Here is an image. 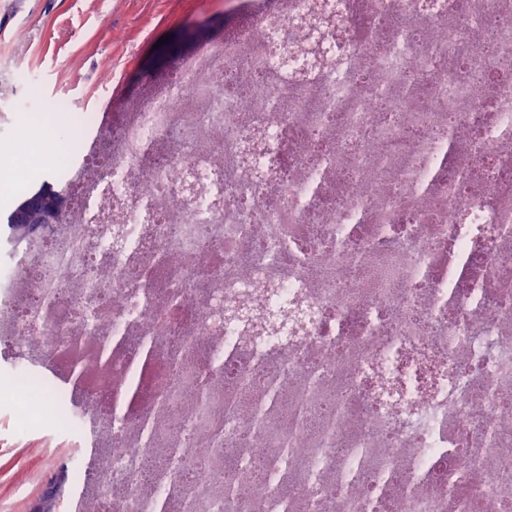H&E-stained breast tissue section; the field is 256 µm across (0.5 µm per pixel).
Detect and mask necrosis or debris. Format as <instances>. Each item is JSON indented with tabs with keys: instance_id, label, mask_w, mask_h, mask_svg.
<instances>
[{
	"instance_id": "necrosis-or-debris-1",
	"label": "necrosis or debris",
	"mask_w": 512,
	"mask_h": 512,
	"mask_svg": "<svg viewBox=\"0 0 512 512\" xmlns=\"http://www.w3.org/2000/svg\"><path fill=\"white\" fill-rule=\"evenodd\" d=\"M239 3L0 238L69 512H512V0Z\"/></svg>"
}]
</instances>
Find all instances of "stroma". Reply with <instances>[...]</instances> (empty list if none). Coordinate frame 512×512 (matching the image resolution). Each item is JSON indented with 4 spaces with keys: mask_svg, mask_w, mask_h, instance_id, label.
<instances>
[{
    "mask_svg": "<svg viewBox=\"0 0 512 512\" xmlns=\"http://www.w3.org/2000/svg\"><path fill=\"white\" fill-rule=\"evenodd\" d=\"M232 9L230 0H0V158L14 155L12 133L25 123L17 104L25 98L73 133L70 155L79 159L95 138L77 132L81 112H96L110 126L147 81L220 38ZM64 179L56 164L31 160L0 191V216L43 181ZM70 416L49 403L37 411L0 407V512H30L69 462ZM47 418L58 421L56 432H46Z\"/></svg>",
    "mask_w": 512,
    "mask_h": 512,
    "instance_id": "obj_1",
    "label": "stroma"
}]
</instances>
